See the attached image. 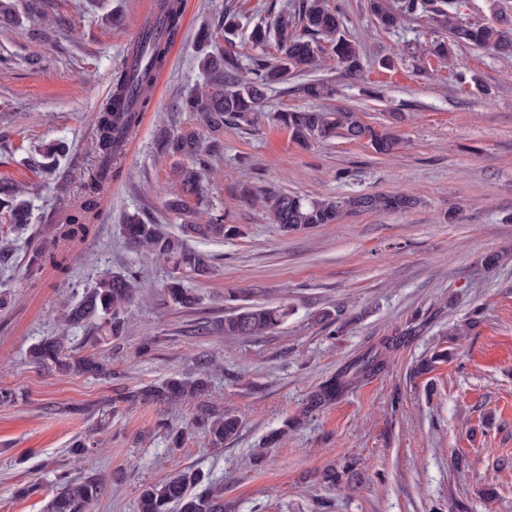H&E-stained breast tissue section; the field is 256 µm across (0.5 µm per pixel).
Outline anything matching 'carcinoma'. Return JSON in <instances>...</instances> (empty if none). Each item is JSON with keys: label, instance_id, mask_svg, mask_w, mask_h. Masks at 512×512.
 Wrapping results in <instances>:
<instances>
[{"label": "carcinoma", "instance_id": "cac0c4a2", "mask_svg": "<svg viewBox=\"0 0 512 512\" xmlns=\"http://www.w3.org/2000/svg\"><path fill=\"white\" fill-rule=\"evenodd\" d=\"M368 8L377 23L385 28L396 26L403 18L430 14V19L444 31V36L430 48L431 54L437 57H446L453 48L465 45L504 56L512 55V35L493 25L463 20L457 0H397L393 6L387 0H368ZM157 9L163 18L162 30H145L141 42L130 51L131 63L119 71L112 93L99 111L98 174L60 232L64 240L86 236L90 225L97 220L99 196L112 181V162L122 154L127 138L139 125L141 114L148 107L144 93L154 84L155 75L163 67L169 46L179 31L183 16L181 0H158ZM18 19L17 0H0V23L10 25ZM341 26L340 14L328 6L327 0H298L294 12L278 15L273 27L257 26L252 30L251 41L255 45H265L273 29L277 32V43L274 57L257 55L251 59L250 80L238 78V60L226 50L217 48L205 52L201 68L206 79L184 98L183 110L199 116L213 132L220 131L229 122L249 124L251 114L261 109L266 90L286 82L290 70H318L321 54L325 51L317 41L319 35L326 37L331 53L346 72H360L361 57L353 44L342 36ZM300 91L314 100L330 99L335 94L333 84L324 79L307 82ZM276 120L302 147L315 141L343 137L365 140L376 153L386 155L399 142L393 127L375 128L364 123L358 113L345 109L280 112ZM157 147L164 155L181 156L191 161L189 165L175 168L181 192L170 199L167 206L184 215L193 213L194 206L204 200L205 166L209 157L220 150L219 143L215 139L207 142L194 131L176 134L164 131L158 137ZM67 152L66 143L60 140L40 145L28 157V166L49 175ZM22 193L15 181L0 178V210L7 214L14 227L26 225L31 219L29 204ZM264 199L276 223L285 231L336 224L350 212H405L417 205L416 198L406 193L309 199L291 193L266 192ZM121 231L129 250L167 263L165 295L183 308L197 304L196 296L184 282L203 277L213 268L212 257L189 248L185 238L229 239L240 234L236 225L224 223L222 214L210 215L204 224L187 222L182 226V238L173 235L163 224L142 220L137 213L126 216ZM47 264L64 274L68 270V256L39 249L29 258V266L35 272ZM139 285V272L133 268L122 273L107 272L89 287L77 304L68 308L65 322L91 327L98 344L120 339L127 332L126 314L138 296ZM290 313L291 309L285 303L241 305L224 316V335L262 336L285 322ZM66 341L67 336L62 334L32 344L28 349L30 363L66 374L100 376L107 373L100 357L95 354L74 357L68 352ZM393 347L394 339L388 338L339 369L311 392L305 412L333 403L362 380L381 373ZM207 387L208 374L205 372L193 379L175 375L143 389L141 396L150 401L173 403L202 397ZM240 424V418L234 414L205 411L193 427L201 429L213 447L221 448L224 442L235 438ZM95 445L93 436L79 435L72 441L70 451L88 460ZM105 484L106 477L96 472L77 477L62 472L56 477L55 491L46 504V512H93ZM137 512H224V488L215 485L203 471L186 468L160 482L144 486L137 498Z\"/></svg>", "mask_w": 512, "mask_h": 512}]
</instances>
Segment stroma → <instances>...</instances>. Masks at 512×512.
Listing matches in <instances>:
<instances>
[{"label": "stroma", "instance_id": "stroma-1", "mask_svg": "<svg viewBox=\"0 0 512 512\" xmlns=\"http://www.w3.org/2000/svg\"><path fill=\"white\" fill-rule=\"evenodd\" d=\"M179 33L149 92L151 104L116 160L101 194L93 236L71 249L67 279L27 271L32 251L49 247L58 224L96 175L97 114L140 28L146 0H52L41 16L20 9L0 30V176L27 189L33 222L20 234L0 282L12 302L0 310V387L20 397L0 405V512H43L55 477L84 463L72 439L93 432V466L108 482L94 512H136L142 485L187 466L210 473L231 512H512V58L460 47L452 59L430 54L440 31L425 15L379 26L367 0H328L362 70L349 76L325 55L314 72L291 71L268 89L250 124L225 126L221 154L205 171L199 213L220 212L240 233L189 239L213 258L210 275L189 280L195 306L168 302L164 263L128 251L125 215L180 234L185 215L167 209L180 160L158 153L161 129L207 134L183 111L202 83L199 28L210 47L231 49L240 66L257 50L252 27L292 11L296 0H184ZM234 11L239 28L216 21ZM119 16L104 25L106 13ZM336 87L322 109L359 113L393 126L391 154L366 141L335 138L304 148L274 116L312 108L299 91L311 79ZM70 146L53 175L31 171L33 146ZM306 197L405 192V212L349 213L339 223L283 232L268 206L243 199L244 188ZM459 221L446 223L448 212ZM500 255L497 266L486 259ZM141 272L128 311L127 336L93 349L89 327L64 329L62 306L77 301L106 270ZM288 303L286 322L263 336H228L225 315L245 304ZM340 312L337 324L326 313ZM68 333L75 354L99 351L112 375H62L30 364L26 351ZM401 344L385 372L312 414L311 391L382 339ZM447 360L424 375L419 360ZM209 364L206 397L175 404L133 401L140 388ZM241 419L223 447L191 430L201 410ZM187 430L171 448L168 429ZM280 440L264 447L266 436ZM349 467L336 487L328 467ZM42 484L39 494L15 487Z\"/></svg>", "mask_w": 512, "mask_h": 512}]
</instances>
